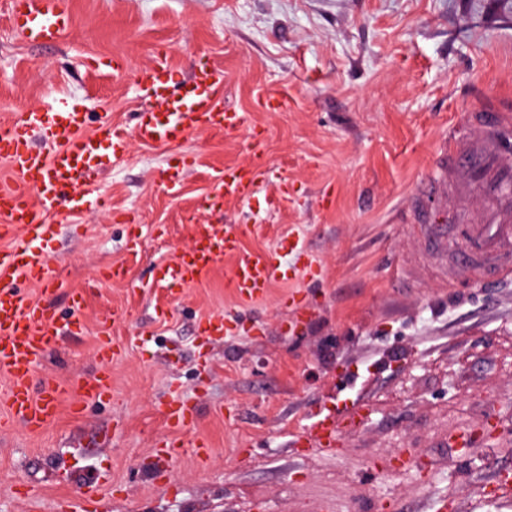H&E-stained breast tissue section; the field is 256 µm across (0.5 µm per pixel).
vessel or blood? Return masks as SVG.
Instances as JSON below:
<instances>
[{
  "mask_svg": "<svg viewBox=\"0 0 512 512\" xmlns=\"http://www.w3.org/2000/svg\"><path fill=\"white\" fill-rule=\"evenodd\" d=\"M14 31L31 43L62 41L72 26L68 0H9ZM224 70L196 64L190 79L179 76L166 52L137 71L134 85L145 105L134 116L131 130L109 119L90 125L88 116L57 99L16 113L0 126V159L17 177L13 187L0 188V371L9 379L8 410L27 429L42 427L58 409L61 385L52 379L35 381V369L51 349L61 329L83 327L82 296L72 295L68 322H61L50 298L62 280L49 261L50 216L60 206L98 207L103 198L96 187L97 173L121 163L130 154L131 141L179 149L199 132L229 134L248 125L246 113L224 102ZM474 131L472 142L456 134L445 138L437 154L438 177L424 183L423 199L442 203L470 196L486 203L480 223L467 227L468 248L457 263L475 280L512 278V114L485 108L467 113ZM40 135L44 148L30 145ZM259 187L255 166L225 171L217 178V193L206 219L194 220L189 245L168 262L154 266V283L170 298L198 284L217 265L231 260V288L244 301L263 299L283 273L269 257L245 251V225L226 224L214 214L222 203L245 202ZM43 288V302H32L26 289ZM201 333L207 338L233 336L237 324L226 316L207 319ZM79 394L86 403H100L112 394V377L100 371L84 382ZM163 415L169 428L193 426L197 409L172 396ZM346 411L317 408L309 413L307 429L290 430L296 446L334 449L342 434ZM183 450L174 441L156 442L149 468L155 478L167 477Z\"/></svg>",
  "mask_w": 512,
  "mask_h": 512,
  "instance_id": "vessel-or-blood-1",
  "label": "vessel or blood"
}]
</instances>
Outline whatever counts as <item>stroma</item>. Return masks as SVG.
<instances>
[{
    "label": "stroma",
    "instance_id": "obj_1",
    "mask_svg": "<svg viewBox=\"0 0 512 512\" xmlns=\"http://www.w3.org/2000/svg\"><path fill=\"white\" fill-rule=\"evenodd\" d=\"M73 25L33 46L0 7V119L48 98L130 129L140 108L134 70L157 48L189 73L221 66L228 104L261 130L258 192L224 205L247 224V251L285 273L245 303L226 286L224 260L176 301L151 283L154 263L189 242L190 217L224 168L251 163L246 133L193 134L180 149L132 143L101 176L104 208L51 218L50 263L84 295V331L60 336L36 368L79 386L100 367L99 319L115 314L112 396L79 409L70 395L36 432L12 422L0 373V512L80 505L100 483L95 512H321L375 487L385 512H512L497 489L512 472V280L458 272L445 286L411 228L413 201L433 175L449 121L475 107L512 108V0H71ZM121 54L126 73L95 69ZM287 105L259 103L281 89ZM192 158L177 191L161 176ZM182 165V164H181ZM138 245H131V237ZM319 282L299 277L305 255ZM124 281L99 283L113 266ZM297 293L309 321L286 330L283 298ZM242 320L230 340L202 339L215 314ZM196 405L195 429L169 430L165 402ZM363 406L334 454L290 443L317 407ZM496 417L499 433L465 451L450 433ZM204 439L206 461L185 455L162 481L142 465L156 439ZM422 457L386 480L385 449Z\"/></svg>",
    "mask_w": 512,
    "mask_h": 512
}]
</instances>
